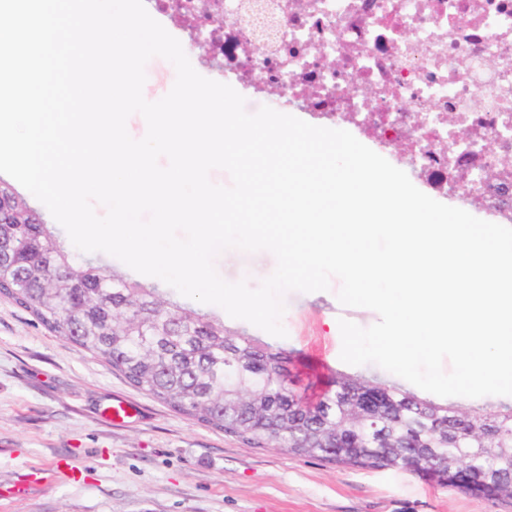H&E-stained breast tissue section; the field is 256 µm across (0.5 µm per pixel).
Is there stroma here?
I'll use <instances>...</instances> for the list:
<instances>
[{"instance_id":"obj_1","label":"stroma","mask_w":512,"mask_h":512,"mask_svg":"<svg viewBox=\"0 0 512 512\" xmlns=\"http://www.w3.org/2000/svg\"><path fill=\"white\" fill-rule=\"evenodd\" d=\"M226 281L250 286L274 256L229 249L214 260ZM327 291L283 297L278 344L298 388L319 397L338 372L339 319L375 324L367 308ZM134 402L123 423L102 409ZM0 512H512L456 487L392 470L340 466L255 448L175 412L0 295Z\"/></svg>"}]
</instances>
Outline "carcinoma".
<instances>
[{
  "label": "carcinoma",
  "mask_w": 512,
  "mask_h": 512,
  "mask_svg": "<svg viewBox=\"0 0 512 512\" xmlns=\"http://www.w3.org/2000/svg\"><path fill=\"white\" fill-rule=\"evenodd\" d=\"M0 295L173 410L255 448L364 469L406 470L396 448L497 474L512 459V406L461 408L361 373H336L316 401L293 387L283 349L184 308L156 288L79 262L13 186L0 181ZM392 432L390 445L377 434Z\"/></svg>",
  "instance_id": "1"
}]
</instances>
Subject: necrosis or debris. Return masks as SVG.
Returning <instances> with one entry per match:
<instances>
[{
    "instance_id": "obj_1",
    "label": "necrosis or debris",
    "mask_w": 512,
    "mask_h": 512,
    "mask_svg": "<svg viewBox=\"0 0 512 512\" xmlns=\"http://www.w3.org/2000/svg\"><path fill=\"white\" fill-rule=\"evenodd\" d=\"M149 0L180 15L220 74L300 103L381 148L428 196L512 224V0ZM277 23L251 34L255 5Z\"/></svg>"
}]
</instances>
